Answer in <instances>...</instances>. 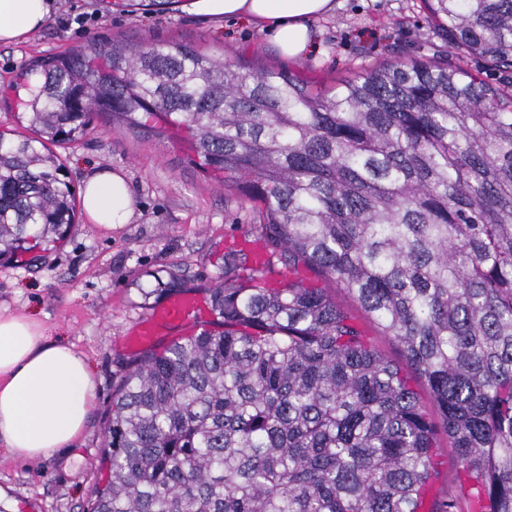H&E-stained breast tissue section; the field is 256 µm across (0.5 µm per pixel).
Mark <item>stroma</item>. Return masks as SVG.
Wrapping results in <instances>:
<instances>
[{
    "mask_svg": "<svg viewBox=\"0 0 512 512\" xmlns=\"http://www.w3.org/2000/svg\"><path fill=\"white\" fill-rule=\"evenodd\" d=\"M305 57L279 56L265 33L247 19L219 22L183 11L180 4L145 10L137 0H55L46 26L17 45H0V132L15 137L22 122L16 106L24 88L16 76L33 61L62 54L92 38L120 43L180 42L227 62L276 67L323 88L383 64L422 61L465 63L488 83L500 75L482 60L448 53L423 0H339L335 12L314 21ZM76 144L56 147L66 161L73 189L98 168L122 170L136 196L130 224L106 233L77 219L67 235L0 265V306L41 322L49 341L86 355L97 386L94 407L76 447L47 459L18 461L0 447V512H90L106 474L104 423L112 389L134 352L126 339L139 321L163 304L158 281H176L183 291L207 294L234 256L239 276L250 261L230 242L255 234L257 206L236 185L218 186L188 160L180 142L136 133L95 112ZM337 305L397 365L406 360L343 289L331 291Z\"/></svg>",
    "mask_w": 512,
    "mask_h": 512,
    "instance_id": "obj_1",
    "label": "stroma"
}]
</instances>
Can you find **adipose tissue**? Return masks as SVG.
Here are the masks:
<instances>
[{
	"label": "adipose tissue",
	"instance_id": "1",
	"mask_svg": "<svg viewBox=\"0 0 512 512\" xmlns=\"http://www.w3.org/2000/svg\"><path fill=\"white\" fill-rule=\"evenodd\" d=\"M335 0H190L191 13L244 18L267 34L278 53L297 60L311 48L313 21L332 14ZM51 0H0V44H16L42 28ZM86 223L109 230L130 223L134 193L125 174L99 169L81 186ZM95 400L85 356L47 342L34 318L0 308V443L19 460H39L73 447Z\"/></svg>",
	"mask_w": 512,
	"mask_h": 512
}]
</instances>
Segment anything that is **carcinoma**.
I'll list each match as a JSON object with an SVG mask.
<instances>
[{
  "mask_svg": "<svg viewBox=\"0 0 512 512\" xmlns=\"http://www.w3.org/2000/svg\"><path fill=\"white\" fill-rule=\"evenodd\" d=\"M449 48L512 70V0H424ZM0 146V260L75 223L64 163L93 112L190 141L260 203L258 239L342 288L427 386L470 493L512 512V82L386 64L332 93L187 44L107 40L26 72ZM210 289L212 327L132 361L92 512H423L437 425L324 288Z\"/></svg>",
  "mask_w": 512,
  "mask_h": 512,
  "instance_id": "1",
  "label": "carcinoma"
}]
</instances>
